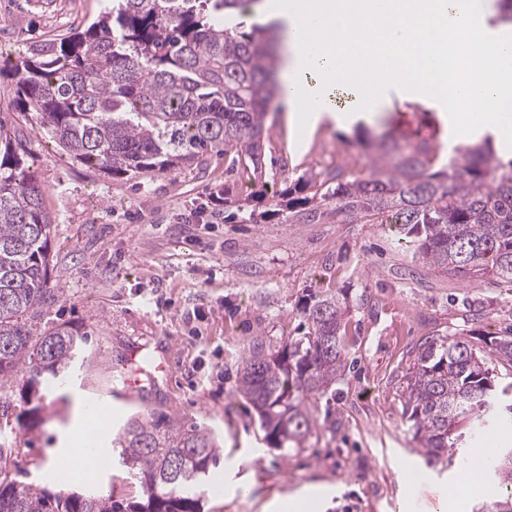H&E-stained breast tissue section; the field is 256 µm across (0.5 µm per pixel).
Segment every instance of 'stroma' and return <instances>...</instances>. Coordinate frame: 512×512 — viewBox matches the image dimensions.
<instances>
[{"label": "stroma", "mask_w": 512, "mask_h": 512, "mask_svg": "<svg viewBox=\"0 0 512 512\" xmlns=\"http://www.w3.org/2000/svg\"><path fill=\"white\" fill-rule=\"evenodd\" d=\"M103 0H0V54L72 31L96 19ZM342 123L309 132L268 117L274 161L268 192L296 183L330 161L362 169L351 145L357 126L388 129L395 141L446 140L447 111L412 92L391 93L377 111L333 88ZM0 79V118L23 133L25 164L45 189L55 219L50 239L51 302L29 316L34 333L64 325L87 334L91 366L50 384L40 406L23 394V375L0 386L10 409L0 428L26 474L22 484L53 486L41 464L82 408L100 402L113 423L161 410L211 429L221 460L209 472L204 512H264L273 499L312 483L333 488L325 512H477L498 491L449 501L448 489L473 460L426 466L401 416L403 376L419 345L461 334L512 329V291L451 276L422 263L385 224H262L224 221L222 197L253 184L227 177L223 159L154 177L113 178L62 156L34 119L12 109ZM349 289L364 303L352 314L346 347L352 368L315 400L319 439L307 447H268L255 411L237 393V371L252 339L278 346L297 336L307 294ZM138 397L113 396L123 375ZM75 490L135 501L140 489L115 466Z\"/></svg>", "instance_id": "1"}]
</instances>
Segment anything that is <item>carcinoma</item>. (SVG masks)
Segmentation results:
<instances>
[{
	"label": "carcinoma",
	"instance_id": "cac0c4a2",
	"mask_svg": "<svg viewBox=\"0 0 512 512\" xmlns=\"http://www.w3.org/2000/svg\"><path fill=\"white\" fill-rule=\"evenodd\" d=\"M243 0H116L84 30L30 44L0 66L13 80L18 112L35 115L70 157L112 177L161 175L224 157L226 171L266 177L265 125L282 97L273 26L224 27ZM356 141L371 151L367 176L340 165L278 193L243 200L224 192L232 217L259 224L288 210L293 224L327 215L354 224H395L414 254L435 270L512 288V156L483 137L453 147ZM26 146L0 120V381L18 370L27 393L62 381L77 361L91 365L86 335L53 327L35 336L23 316L51 299L46 288L52 220L44 190L24 165ZM344 288L307 295L303 329L280 347L252 341L237 392L255 410L272 448H302L316 431L311 399L347 365ZM512 373V331L484 346L431 339L404 375L402 418L427 465L450 448H470L484 418L512 421V399L497 389L484 352ZM112 446L142 491L123 504L53 488L23 486L15 451L0 440V512H201L202 487L220 457L218 437L164 411L128 417ZM486 473L503 489L479 512H512V448H497Z\"/></svg>",
	"mask_w": 512,
	"mask_h": 512
}]
</instances>
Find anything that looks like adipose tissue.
<instances>
[{
  "mask_svg": "<svg viewBox=\"0 0 512 512\" xmlns=\"http://www.w3.org/2000/svg\"><path fill=\"white\" fill-rule=\"evenodd\" d=\"M493 14L491 0H293L276 13L287 36L281 82L289 125L338 120L326 91L353 79L371 54L377 67L358 86L364 110L410 88L447 107L457 136H512V38L490 25ZM309 73L320 90L304 82Z\"/></svg>",
  "mask_w": 512,
  "mask_h": 512,
  "instance_id": "obj_1",
  "label": "adipose tissue"
}]
</instances>
